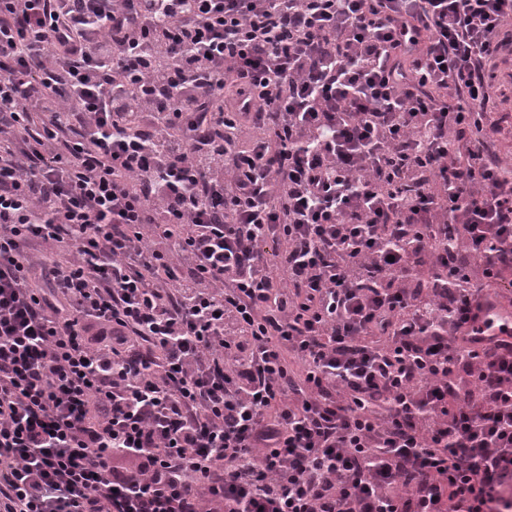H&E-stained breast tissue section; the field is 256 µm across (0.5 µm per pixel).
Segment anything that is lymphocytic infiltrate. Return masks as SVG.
Instances as JSON below:
<instances>
[{"label":"lymphocytic infiltrate","instance_id":"obj_1","mask_svg":"<svg viewBox=\"0 0 512 512\" xmlns=\"http://www.w3.org/2000/svg\"><path fill=\"white\" fill-rule=\"evenodd\" d=\"M510 23L0 0V512H512ZM508 58L512 59V44L503 49L490 63L495 72V93L489 103L491 120L498 123V150L503 161L512 164V80L507 75ZM481 302L483 304L482 312L480 313V318L474 324V326L478 328H482V333H477L478 336H469V338L477 339L478 342L473 343V345H486L491 342L496 341H512V337L504 336L501 333L500 327H509V311L503 308H500L493 300L489 298H482ZM493 320L492 327L486 328L485 322L487 320ZM497 322H500V325H497Z\"/></svg>","mask_w":512,"mask_h":512}]
</instances>
